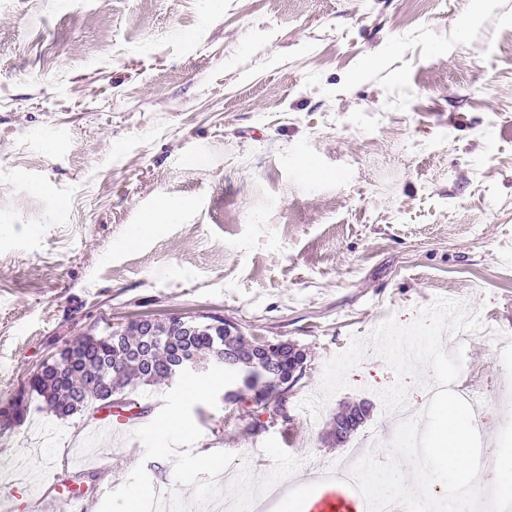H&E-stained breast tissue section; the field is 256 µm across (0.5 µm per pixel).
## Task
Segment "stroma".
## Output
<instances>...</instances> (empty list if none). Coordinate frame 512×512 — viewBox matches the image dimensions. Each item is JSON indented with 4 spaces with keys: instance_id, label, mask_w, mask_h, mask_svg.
<instances>
[{
    "instance_id": "35a3bbf8",
    "label": "stroma",
    "mask_w": 512,
    "mask_h": 512,
    "mask_svg": "<svg viewBox=\"0 0 512 512\" xmlns=\"http://www.w3.org/2000/svg\"><path fill=\"white\" fill-rule=\"evenodd\" d=\"M157 222L158 231L147 230ZM466 300L473 420L496 447L512 419V0H0V512H99L145 459L134 431L169 384L127 389L111 434L60 419L32 389L90 329L170 314L218 316L288 341L307 369L284 410L199 404L194 453L273 467L276 438L303 475L345 460L341 408L386 459L395 429L375 354L319 415L328 360L387 317ZM106 464L43 482L54 446ZM357 414L364 415V413L361 410H358L357 412L354 413L343 412L339 415H336V419L334 422L333 437L336 440L337 444L346 443L350 435L354 433L362 424L363 418L365 416H362V418H360L357 416ZM350 416L353 417V420L349 418Z\"/></svg>"
}]
</instances>
